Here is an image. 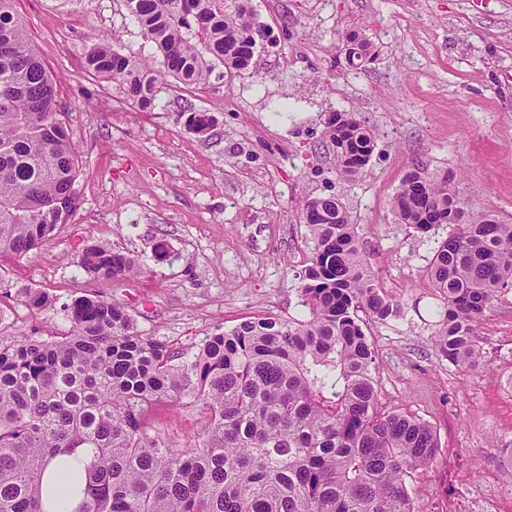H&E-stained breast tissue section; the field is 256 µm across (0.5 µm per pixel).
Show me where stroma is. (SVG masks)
<instances>
[{
  "label": "stroma",
  "mask_w": 512,
  "mask_h": 512,
  "mask_svg": "<svg viewBox=\"0 0 512 512\" xmlns=\"http://www.w3.org/2000/svg\"><path fill=\"white\" fill-rule=\"evenodd\" d=\"M270 41L256 66H216L193 89L164 85L143 112L117 83L84 69L104 37L152 55L123 0L58 5L17 0L32 44L59 79L58 101L83 167L68 224L23 256L0 258V334L65 336V308L95 296L123 308L138 331L194 353L216 326L264 315L300 317L297 275L312 243L304 197L333 194L348 207L384 295L401 318L368 322L384 403L437 433L432 465L411 483L417 512H512V289L477 326L485 365L456 366L433 346L441 300L426 268L447 225L398 223L391 208L413 162L463 169L460 190L476 212L512 221V0H251ZM358 32L373 60L348 65L343 37ZM291 112L273 116L272 102ZM212 115L189 131L184 106ZM334 111L358 112L376 132L366 172L336 171L323 135ZM137 258L140 271L88 274L84 249ZM47 302L28 305L27 291ZM201 407L167 403L150 430L171 443L203 444Z\"/></svg>",
  "instance_id": "1"
}]
</instances>
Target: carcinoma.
<instances>
[{
  "instance_id": "carcinoma-1",
  "label": "carcinoma",
  "mask_w": 512,
  "mask_h": 512,
  "mask_svg": "<svg viewBox=\"0 0 512 512\" xmlns=\"http://www.w3.org/2000/svg\"><path fill=\"white\" fill-rule=\"evenodd\" d=\"M15 0H0V256H22L69 223L81 171L57 77L36 54ZM133 15L157 56L124 54L103 37L86 71L118 81L142 111L167 79L209 83L218 62L252 65L249 0H136ZM324 133L336 171L363 173L373 129L337 112ZM461 173L419 162L392 200L401 224L419 232L448 214V237L426 270L442 299L433 342L455 365L477 367V324L512 288V222L467 209ZM324 217L309 220L313 208ZM313 242L299 275L301 317H258L220 326L187 355L140 334L103 299L68 308V336H0V512H56L43 494L47 466L70 474L69 512H415L407 481L439 448L428 423L388 407L377 388L374 348L358 312L402 316L380 292L357 225L341 200L307 197ZM86 272L119 278L135 259L88 247ZM184 398L205 411L203 446L173 447L147 424L160 403Z\"/></svg>"
}]
</instances>
